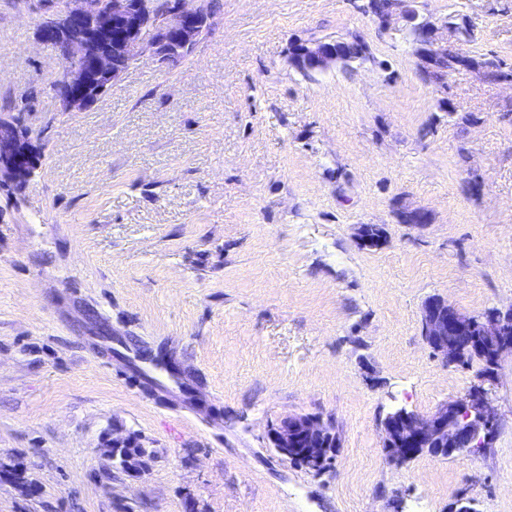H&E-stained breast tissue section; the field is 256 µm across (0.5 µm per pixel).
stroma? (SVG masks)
<instances>
[{
    "label": "stroma",
    "mask_w": 512,
    "mask_h": 512,
    "mask_svg": "<svg viewBox=\"0 0 512 512\" xmlns=\"http://www.w3.org/2000/svg\"><path fill=\"white\" fill-rule=\"evenodd\" d=\"M365 2L209 0L188 55L67 112L43 0H0V113L42 147L0 189V512H512L511 356L480 453L391 464L380 426L474 380L424 342L429 296L512 308V84L425 82L411 36L464 24V55L511 65L512 0H412L386 32ZM352 33L373 56L350 69L290 59ZM301 414L336 426L322 471L270 445ZM127 436L137 478L107 453Z\"/></svg>",
    "instance_id": "obj_1"
}]
</instances>
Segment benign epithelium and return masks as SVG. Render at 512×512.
<instances>
[{
    "instance_id": "obj_1",
    "label": "benign epithelium",
    "mask_w": 512,
    "mask_h": 512,
    "mask_svg": "<svg viewBox=\"0 0 512 512\" xmlns=\"http://www.w3.org/2000/svg\"><path fill=\"white\" fill-rule=\"evenodd\" d=\"M149 0H54L37 28V39L58 54L61 67L52 88L67 112H81L96 103L145 50L160 62L177 58L192 47L208 26L206 0H175L173 7L151 13ZM151 33L149 41L144 34ZM292 61L323 71L340 61L324 41L298 43ZM38 144L21 114L0 113V187L24 184L37 165ZM362 245L376 247L382 233L362 224ZM421 334L447 366L477 359L484 370L464 396L445 401L427 416L405 409L381 422L382 450L387 461L403 463L422 454L452 457L489 447L496 424L491 387L496 369L512 356V308L466 314L440 295L422 308ZM269 440L278 453L296 452L311 468L323 462L321 449L338 447L332 422L296 415L271 426Z\"/></svg>"
}]
</instances>
